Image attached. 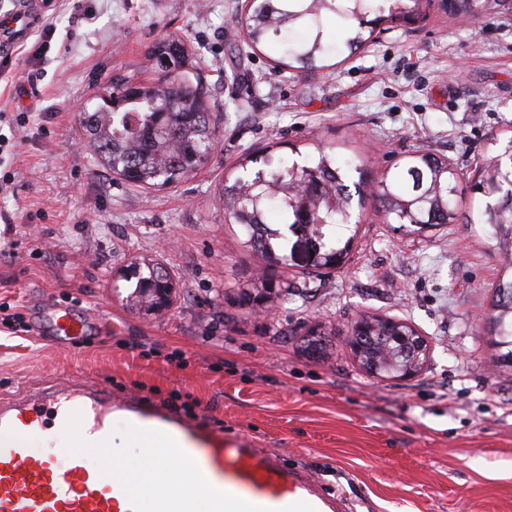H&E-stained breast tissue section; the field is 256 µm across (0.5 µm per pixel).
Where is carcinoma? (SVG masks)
Here are the masks:
<instances>
[{
	"label": "carcinoma",
	"mask_w": 512,
	"mask_h": 512,
	"mask_svg": "<svg viewBox=\"0 0 512 512\" xmlns=\"http://www.w3.org/2000/svg\"><path fill=\"white\" fill-rule=\"evenodd\" d=\"M426 0H248L236 23L245 32L246 45H262L275 56L282 70L297 73L327 71L330 60L353 55L373 40L381 24L407 23L419 14ZM496 0H448V14L465 18L488 10ZM339 19L336 35L327 34L325 22ZM151 68L157 77L148 82L125 80L105 92L118 107L104 111L87 106L79 113L85 146L112 176L139 188L177 184L208 164L216 148V125L209 87L196 71L188 45L164 36L151 48ZM315 152L291 160L273 153L245 157L238 164L243 174L227 176L224 214L240 227L244 244L259 257L274 252L288 265L302 246L301 262L322 269L331 259L346 257L354 237L350 230L353 199L371 198L381 212L409 234H420L445 224L482 225L488 244L503 260L495 285L492 312L484 327L503 344L512 336V145L489 158L471 184L474 194L487 199L478 218L462 212L457 168L447 159L423 151L403 157L392 176L367 187L363 180L347 184L350 174L362 173L364 159L357 154L340 157L314 144ZM254 168H248L249 164ZM275 212L279 222L270 224ZM128 299L139 310L158 314L157 304L144 288L174 287L169 270L153 259H142L126 277ZM290 284L277 272L262 274L250 283L241 304L252 308L258 298L273 299L288 292ZM367 330L359 334L360 363L378 361L402 349L390 337L414 332L400 319L361 317Z\"/></svg>",
	"instance_id": "carcinoma-1"
}]
</instances>
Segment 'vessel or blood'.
Here are the masks:
<instances>
[{
  "label": "vessel or blood",
  "mask_w": 512,
  "mask_h": 512,
  "mask_svg": "<svg viewBox=\"0 0 512 512\" xmlns=\"http://www.w3.org/2000/svg\"><path fill=\"white\" fill-rule=\"evenodd\" d=\"M41 21L31 0H22L0 24V49L26 40ZM52 324L71 339L84 334L87 321L57 309ZM116 417L149 452L176 451L186 480L209 483L210 512H336L335 499L274 454L189 427L136 398L118 399L103 383H59L0 397V512H197L188 495L139 500L110 457L92 456V449L111 444ZM75 428L80 439L62 459L36 452L28 440L36 433L51 444Z\"/></svg>",
  "instance_id": "vessel-or-blood-1"
}]
</instances>
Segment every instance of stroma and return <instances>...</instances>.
<instances>
[{"label":"stroma","instance_id":"stroma-1","mask_svg":"<svg viewBox=\"0 0 512 512\" xmlns=\"http://www.w3.org/2000/svg\"><path fill=\"white\" fill-rule=\"evenodd\" d=\"M41 0L40 62L9 50L0 111L25 118L0 165V396L47 381L102 382L185 422L243 439L345 498V512H512V368L483 330L500 265L476 224L410 235L372 204L353 211L350 254L291 285L270 313L239 307L259 272L226 223L224 177L242 158L313 140L358 152L372 183L414 150L448 157L472 211L476 166L512 142V0L460 23L443 0L385 30L333 72L292 74L264 53L232 56L246 0ZM174 33L211 92L218 143L187 180L142 189L113 179L84 146L79 112L113 82L151 79L148 48ZM152 258L174 277L159 315L131 309L121 273ZM90 315L85 336L50 332L53 309ZM393 317L426 337L411 380L369 377L345 333ZM336 329L328 359L306 358L307 327Z\"/></svg>","mask_w":512,"mask_h":512}]
</instances>
